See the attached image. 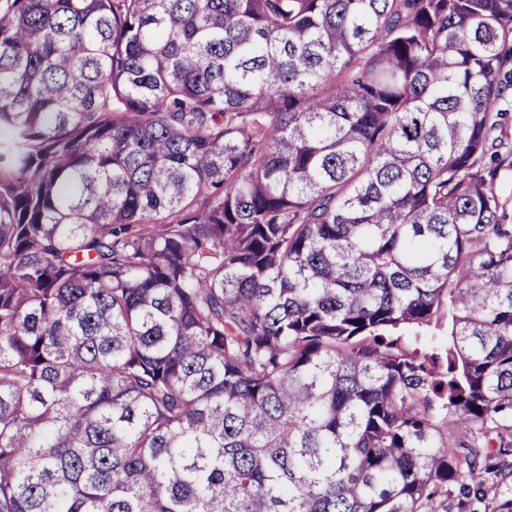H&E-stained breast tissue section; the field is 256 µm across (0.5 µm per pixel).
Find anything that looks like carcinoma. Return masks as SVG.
I'll list each match as a JSON object with an SVG mask.
<instances>
[{
	"label": "carcinoma",
	"mask_w": 512,
	"mask_h": 512,
	"mask_svg": "<svg viewBox=\"0 0 512 512\" xmlns=\"http://www.w3.org/2000/svg\"><path fill=\"white\" fill-rule=\"evenodd\" d=\"M510 91L512 0H0V512H512ZM442 433L448 439V448L457 454L461 464H465V460L470 456V447H480L485 442L484 436L461 429H446L442 426Z\"/></svg>",
	"instance_id": "1"
}]
</instances>
